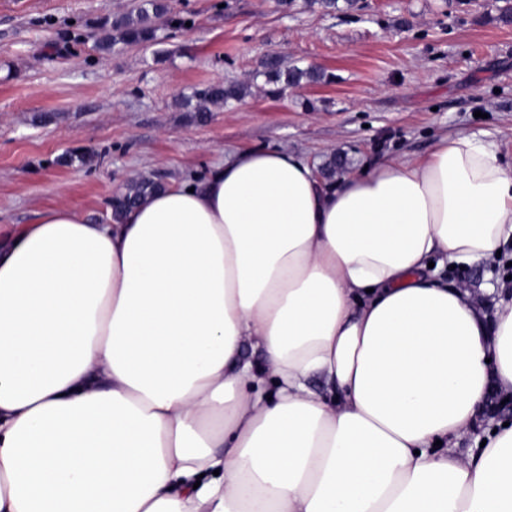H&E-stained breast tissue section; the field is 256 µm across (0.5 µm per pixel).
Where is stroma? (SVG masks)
<instances>
[{
  "label": "stroma",
  "instance_id": "obj_1",
  "mask_svg": "<svg viewBox=\"0 0 512 512\" xmlns=\"http://www.w3.org/2000/svg\"><path fill=\"white\" fill-rule=\"evenodd\" d=\"M143 0H0V231L65 202L91 221L133 179L202 178L224 153L302 152L347 171L422 156L444 135L473 133L512 163V21L505 0H165L156 42L100 51L99 23ZM321 70L274 94L262 63ZM211 83L240 99L199 116L184 104ZM475 300L512 266L446 269Z\"/></svg>",
  "mask_w": 512,
  "mask_h": 512
}]
</instances>
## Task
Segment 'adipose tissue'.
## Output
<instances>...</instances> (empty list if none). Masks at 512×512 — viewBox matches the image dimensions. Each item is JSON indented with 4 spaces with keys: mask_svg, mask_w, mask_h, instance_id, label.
<instances>
[{
    "mask_svg": "<svg viewBox=\"0 0 512 512\" xmlns=\"http://www.w3.org/2000/svg\"><path fill=\"white\" fill-rule=\"evenodd\" d=\"M511 248L512 165L464 132L47 208L0 241V512H512V281L488 313L442 277Z\"/></svg>",
    "mask_w": 512,
    "mask_h": 512,
    "instance_id": "adipose-tissue-1",
    "label": "adipose tissue"
}]
</instances>
